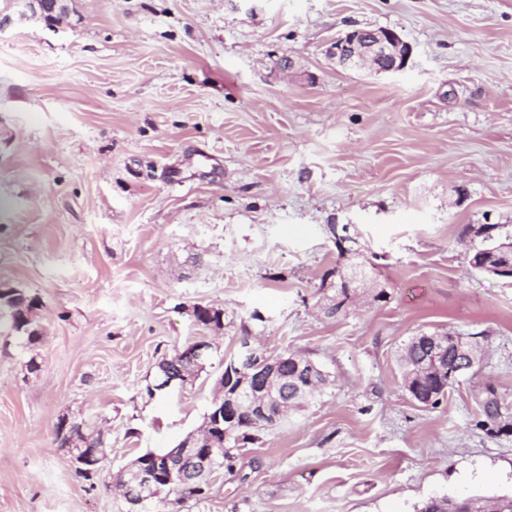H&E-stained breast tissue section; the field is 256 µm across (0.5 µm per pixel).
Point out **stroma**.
Here are the masks:
<instances>
[{"instance_id": "obj_1", "label": "stroma", "mask_w": 512, "mask_h": 512, "mask_svg": "<svg viewBox=\"0 0 512 512\" xmlns=\"http://www.w3.org/2000/svg\"><path fill=\"white\" fill-rule=\"evenodd\" d=\"M66 5L0 29V284L37 299L39 333L0 324V512H131L117 474L199 430L246 333L329 385L204 500L164 492L148 512L512 496V279L467 260L479 225L512 228V0ZM354 29L396 32L406 68L339 66L326 49ZM357 267L358 303L324 314L323 278ZM434 331L485 353L431 408L397 351ZM199 336L204 370L148 397ZM489 386L509 430L476 426ZM63 418L108 439L91 477L55 439Z\"/></svg>"}]
</instances>
